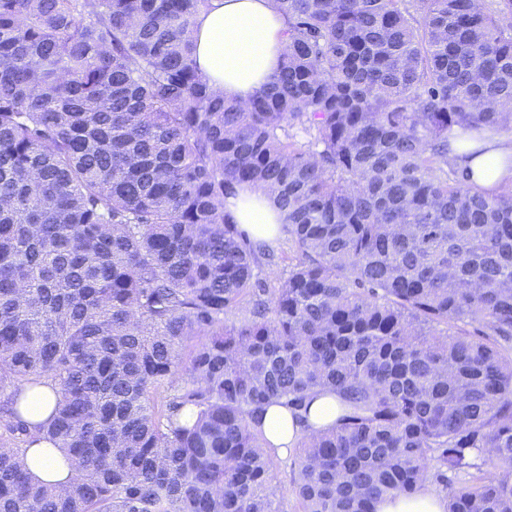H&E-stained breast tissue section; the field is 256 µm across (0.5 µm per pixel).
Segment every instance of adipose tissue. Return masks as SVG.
<instances>
[{"label": "adipose tissue", "instance_id": "obj_1", "mask_svg": "<svg viewBox=\"0 0 512 512\" xmlns=\"http://www.w3.org/2000/svg\"><path fill=\"white\" fill-rule=\"evenodd\" d=\"M283 18L273 9L271 0H209L208 7L196 18L192 38L196 61L211 84L225 96L247 100L276 71L284 48ZM512 156V143L501 139L488 142L482 155L470 156L459 147L452 157L459 167L471 172L478 184L512 183V168L506 163ZM234 218L261 240H273L275 214L267 197L257 192L251 201L229 200L226 205ZM59 401L58 390L47 380L26 386L15 398L22 421L34 428L46 424ZM339 414L334 395L314 396L305 424L296 423L287 408L273 404L266 408L260 427L279 454H286L301 433H315L333 423ZM25 469L32 481L61 488L75 472L62 449L37 441L22 450Z\"/></svg>", "mask_w": 512, "mask_h": 512}]
</instances>
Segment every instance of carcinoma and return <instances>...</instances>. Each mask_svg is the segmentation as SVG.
Segmentation results:
<instances>
[{
  "instance_id": "1",
  "label": "carcinoma",
  "mask_w": 512,
  "mask_h": 512,
  "mask_svg": "<svg viewBox=\"0 0 512 512\" xmlns=\"http://www.w3.org/2000/svg\"><path fill=\"white\" fill-rule=\"evenodd\" d=\"M207 5L0 0V393L60 396L33 433L3 408L0 512H288L258 424L321 393L294 512L430 477L512 512V184L449 157L512 131V0H274L246 101L197 66ZM248 187L293 257L226 211ZM36 437L65 489L27 476ZM22 459L29 477L34 482H42L62 488L71 481L75 472L60 448L37 441L21 448Z\"/></svg>"
}]
</instances>
